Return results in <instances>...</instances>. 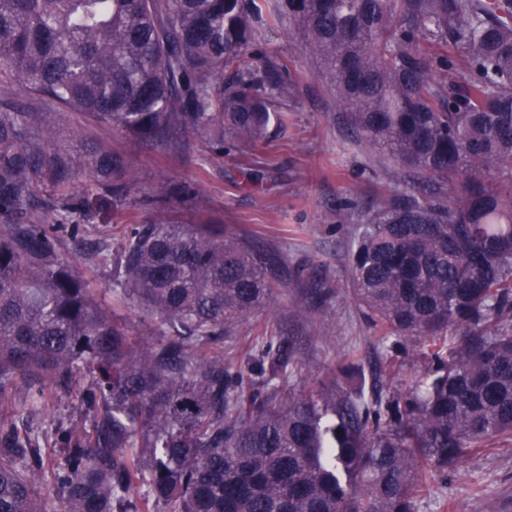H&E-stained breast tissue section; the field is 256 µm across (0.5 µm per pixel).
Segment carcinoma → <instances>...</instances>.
I'll return each instance as SVG.
<instances>
[{
  "label": "carcinoma",
  "mask_w": 512,
  "mask_h": 512,
  "mask_svg": "<svg viewBox=\"0 0 512 512\" xmlns=\"http://www.w3.org/2000/svg\"><path fill=\"white\" fill-rule=\"evenodd\" d=\"M283 18L357 139L415 172L364 210L351 254L385 367L424 360L396 385L365 391L352 357L304 378L276 331L224 363L276 294L268 251L222 224L161 209L95 242L107 289L60 249L83 240L66 223L87 211L78 170L115 211L139 191L94 138L57 142L65 115L145 144L251 147L295 90L255 41ZM306 288L331 297L322 278ZM18 384L22 417L66 397L91 420L0 425V512H416L469 449L511 441L512 0H0L1 413Z\"/></svg>",
  "instance_id": "carcinoma-1"
}]
</instances>
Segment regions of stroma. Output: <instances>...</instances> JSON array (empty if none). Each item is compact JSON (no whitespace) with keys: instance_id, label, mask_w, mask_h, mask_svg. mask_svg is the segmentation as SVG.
Listing matches in <instances>:
<instances>
[{"instance_id":"stroma-1","label":"stroma","mask_w":512,"mask_h":512,"mask_svg":"<svg viewBox=\"0 0 512 512\" xmlns=\"http://www.w3.org/2000/svg\"><path fill=\"white\" fill-rule=\"evenodd\" d=\"M258 41L286 59L295 82L288 124L265 143L223 155L189 133L182 149L147 146L80 112L66 118L58 139L65 144L76 133L88 134L123 154L134 171L141 203L120 214L104 209L90 216L113 242L124 225L155 219L149 197L178 183L195 184L198 197L173 202L169 215L185 222L211 219L248 232L257 243L270 244L279 259L276 306L256 322L295 339L305 373L337 367L354 353L370 382L380 368L366 309L352 288L349 249L361 207L377 194L408 186L411 173L356 139L320 61L288 23L261 28ZM252 169L262 176L253 188L247 183ZM303 268L329 277L334 292L326 306L311 308L303 296L298 279ZM417 510L512 512V443L471 449L460 470L435 483Z\"/></svg>"}]
</instances>
